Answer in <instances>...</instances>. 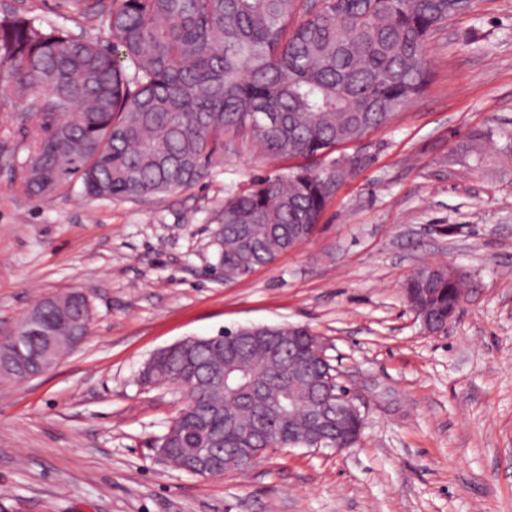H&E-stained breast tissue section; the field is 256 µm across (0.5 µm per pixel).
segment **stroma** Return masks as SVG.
Masks as SVG:
<instances>
[{"label":"stroma","mask_w":512,"mask_h":512,"mask_svg":"<svg viewBox=\"0 0 512 512\" xmlns=\"http://www.w3.org/2000/svg\"><path fill=\"white\" fill-rule=\"evenodd\" d=\"M112 44L59 0H0V17ZM425 91L339 147L366 164L317 233L225 281L212 231L232 194L287 173L244 136L162 198H40L0 155V335L46 296L84 290L91 330L61 363L0 383V512H512V0H472L427 44ZM489 134L480 152L468 137ZM463 273L460 311L427 333L404 283ZM304 325L327 346L365 425L338 452L283 448L248 473L199 477L154 445L184 404L141 370L157 350L242 325Z\"/></svg>","instance_id":"obj_1"}]
</instances>
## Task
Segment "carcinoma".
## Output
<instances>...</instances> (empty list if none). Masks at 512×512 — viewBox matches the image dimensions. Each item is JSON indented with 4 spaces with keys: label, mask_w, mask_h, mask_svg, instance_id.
<instances>
[{
    "label": "carcinoma",
    "mask_w": 512,
    "mask_h": 512,
    "mask_svg": "<svg viewBox=\"0 0 512 512\" xmlns=\"http://www.w3.org/2000/svg\"><path fill=\"white\" fill-rule=\"evenodd\" d=\"M69 13L96 23L112 38L106 49L56 27L13 14L0 18V106L18 104L15 118L32 124L19 186L40 197L81 181L90 198L159 196L202 180L224 153V133L255 142L273 159L313 161L387 126L425 89L426 45L469 0H63ZM353 156L332 169L299 165L286 175L251 182L224 201L214 229L217 265L228 280L245 277L308 241L338 186L361 170ZM464 278L444 266L425 283L404 285L414 309L448 318L459 306ZM89 317L79 290L41 303L40 335L21 348L38 360L42 337L62 345ZM295 336L269 358L276 340L191 344L173 352L145 382H187L183 416L157 440L168 462L182 467L179 448L204 440L221 452L238 447L242 429L270 425L257 448L308 434L262 403L276 369L293 371L309 359L313 376L334 373L314 353L306 327H273ZM249 356L250 391L226 398L195 374L207 363L224 367V345ZM362 422L347 424L331 447L351 448Z\"/></svg>",
    "instance_id": "1"
}]
</instances>
